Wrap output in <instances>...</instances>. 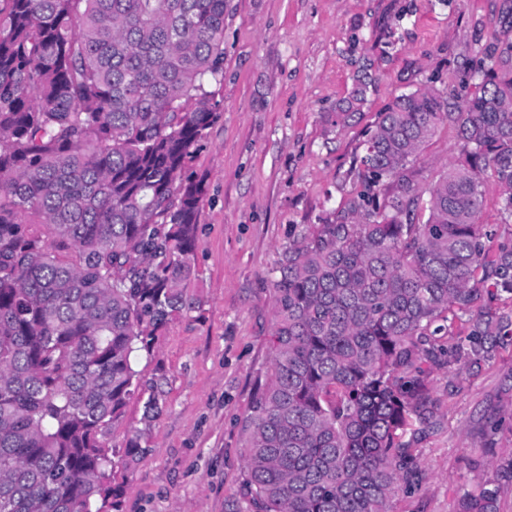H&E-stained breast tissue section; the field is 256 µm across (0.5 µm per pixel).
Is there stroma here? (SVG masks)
Segmentation results:
<instances>
[{
    "mask_svg": "<svg viewBox=\"0 0 512 512\" xmlns=\"http://www.w3.org/2000/svg\"><path fill=\"white\" fill-rule=\"evenodd\" d=\"M506 19L512 0H229L218 106L189 164L207 183L190 307L139 352V388L109 436L122 450L148 395H164L140 457L120 472L122 512H247L242 425L271 370L272 280L289 238L351 191L378 112L417 88L460 94L463 65H479ZM365 76L360 115L336 123L337 102ZM456 154L454 129L440 126L416 162L421 185ZM481 190L492 256L512 220L495 178ZM492 308L501 329L484 353L443 358L423 380L437 417L406 434L422 479L392 512H458L512 448V301Z\"/></svg>",
    "mask_w": 512,
    "mask_h": 512,
    "instance_id": "1",
    "label": "stroma"
}]
</instances>
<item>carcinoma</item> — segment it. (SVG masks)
Returning a JSON list of instances; mask_svg holds the SVG:
<instances>
[{
	"label": "carcinoma",
	"instance_id": "carcinoma-1",
	"mask_svg": "<svg viewBox=\"0 0 512 512\" xmlns=\"http://www.w3.org/2000/svg\"><path fill=\"white\" fill-rule=\"evenodd\" d=\"M228 0H0V512H120L106 446L137 353L186 306L206 182L186 174L224 77ZM467 71L379 112L355 188L288 242L273 280V362L253 395L250 512H391L418 485L404 440L433 424L426 367L492 334L512 238L485 256L481 183L512 217V24ZM369 82L336 106L360 111ZM461 158L431 186L414 162L442 125ZM457 311L477 334L436 343ZM512 460L459 499L498 512Z\"/></svg>",
	"mask_w": 512,
	"mask_h": 512
}]
</instances>
